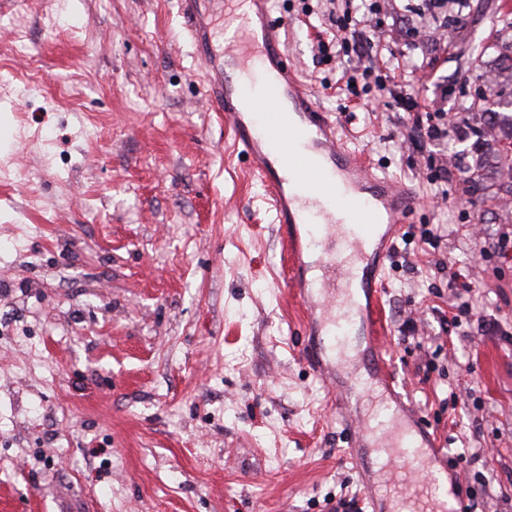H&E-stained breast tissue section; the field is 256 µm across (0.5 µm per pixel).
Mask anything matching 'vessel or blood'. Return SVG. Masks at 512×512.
Masks as SVG:
<instances>
[{
  "label": "vessel or blood",
  "instance_id": "obj_1",
  "mask_svg": "<svg viewBox=\"0 0 512 512\" xmlns=\"http://www.w3.org/2000/svg\"><path fill=\"white\" fill-rule=\"evenodd\" d=\"M209 3L179 0L186 33L205 63L207 104L223 113L236 152L248 157L266 182L278 222L307 229L306 235L287 238L292 285L300 299L313 307L331 297L341 301L328 323L336 346L332 359L309 354L305 360L325 378L342 369L350 357L351 326L359 319L368 337L372 376L388 377L376 281L385 275L391 237L418 200L411 189L374 174L358 152L338 139L335 123L317 105L296 66L286 61L283 25L271 18L269 0H221L225 22L236 29L234 45L220 53L212 48ZM325 238L345 240L356 262L343 266L323 258L318 279L307 280L308 258ZM359 281L370 293L364 308L353 299ZM357 434L378 437L389 450L391 476L379 483L369 480L372 461H357L369 504L386 501V512H454L448 475L436 468L431 437L418 424L379 432L358 424Z\"/></svg>",
  "mask_w": 512,
  "mask_h": 512
}]
</instances>
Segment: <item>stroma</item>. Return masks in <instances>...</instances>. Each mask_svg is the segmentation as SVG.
Wrapping results in <instances>:
<instances>
[{
	"instance_id": "obj_1",
	"label": "stroma",
	"mask_w": 512,
	"mask_h": 512,
	"mask_svg": "<svg viewBox=\"0 0 512 512\" xmlns=\"http://www.w3.org/2000/svg\"><path fill=\"white\" fill-rule=\"evenodd\" d=\"M378 0L393 50L421 0ZM420 41L419 108L341 90L325 0H271L337 136L420 202L386 262L384 334L472 512H512V203L471 183L478 112L444 146L413 125L454 113L505 0H471ZM177 0H0V512H336L362 489L337 387L302 359L305 312L266 188L205 100ZM448 197L435 198L439 165ZM447 226L438 247L424 234ZM491 495H484L483 484Z\"/></svg>"
}]
</instances>
